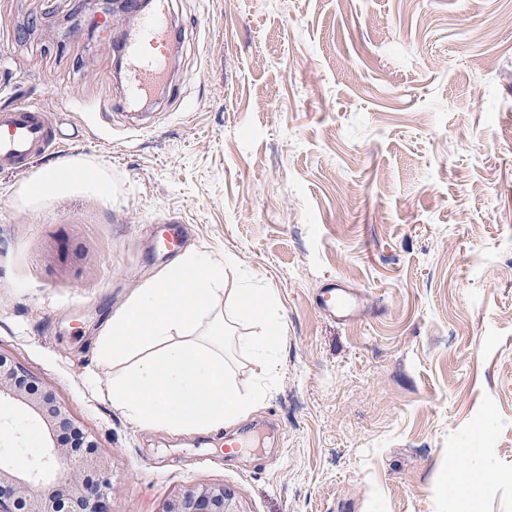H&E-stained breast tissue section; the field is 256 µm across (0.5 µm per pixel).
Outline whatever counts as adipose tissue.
<instances>
[{
  "instance_id": "adipose-tissue-1",
  "label": "adipose tissue",
  "mask_w": 512,
  "mask_h": 512,
  "mask_svg": "<svg viewBox=\"0 0 512 512\" xmlns=\"http://www.w3.org/2000/svg\"><path fill=\"white\" fill-rule=\"evenodd\" d=\"M226 264L204 250L186 251L101 327L98 349L117 368L109 397L134 423L213 432L260 404L261 391L239 390L224 349L239 327L258 326L242 348L260 371L276 372L285 327L272 289L245 279L225 290Z\"/></svg>"
}]
</instances>
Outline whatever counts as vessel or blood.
<instances>
[{
	"label": "vessel or blood",
	"mask_w": 512,
	"mask_h": 512,
	"mask_svg": "<svg viewBox=\"0 0 512 512\" xmlns=\"http://www.w3.org/2000/svg\"><path fill=\"white\" fill-rule=\"evenodd\" d=\"M168 19V0H157L155 10L141 16L120 39L127 64L128 100L147 98L166 80L173 52ZM54 144L52 126L41 106L20 101L0 108V169L21 167L29 157L51 150ZM320 305L329 313L345 317L354 302L346 290L332 284L323 290Z\"/></svg>",
	"instance_id": "obj_1"
}]
</instances>
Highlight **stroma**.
Wrapping results in <instances>:
<instances>
[{
  "mask_svg": "<svg viewBox=\"0 0 512 512\" xmlns=\"http://www.w3.org/2000/svg\"><path fill=\"white\" fill-rule=\"evenodd\" d=\"M81 5L0 0V104L42 105L56 137L0 172V349L96 435L114 512L195 483L241 512H450L452 462L480 471L478 512H512V0H172L173 77L144 112L107 40L135 15L58 35ZM71 161L107 193L26 198ZM166 224L281 303V366L218 434L132 424L94 344L175 260ZM331 282L350 317L321 309ZM46 443L0 404L1 459Z\"/></svg>",
  "mask_w": 512,
  "mask_h": 512,
  "instance_id": "obj_1",
  "label": "stroma"
}]
</instances>
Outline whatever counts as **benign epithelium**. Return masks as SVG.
<instances>
[{"label": "benign epithelium", "mask_w": 512, "mask_h": 512, "mask_svg": "<svg viewBox=\"0 0 512 512\" xmlns=\"http://www.w3.org/2000/svg\"><path fill=\"white\" fill-rule=\"evenodd\" d=\"M2 399L32 413L49 445L26 472L0 462V512H112L113 473L98 442L72 417L56 387L0 351ZM157 512L240 510L224 484L196 483L174 490Z\"/></svg>", "instance_id": "benign-epithelium-1"}]
</instances>
